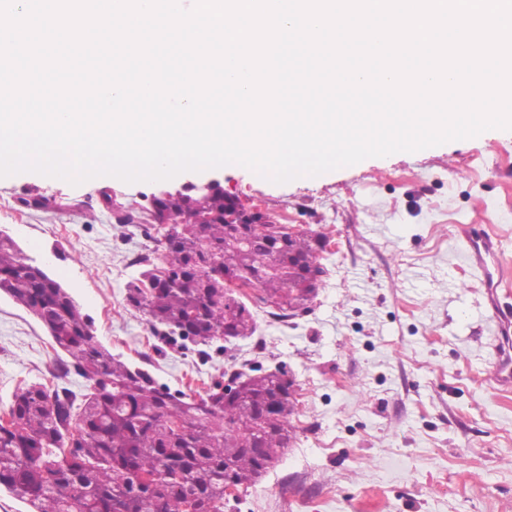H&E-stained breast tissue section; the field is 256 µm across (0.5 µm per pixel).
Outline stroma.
Instances as JSON below:
<instances>
[{"instance_id": "35a3bbf8", "label": "stroma", "mask_w": 512, "mask_h": 512, "mask_svg": "<svg viewBox=\"0 0 512 512\" xmlns=\"http://www.w3.org/2000/svg\"><path fill=\"white\" fill-rule=\"evenodd\" d=\"M321 241L327 273L309 313L264 318L253 336L210 345L156 334L126 301V255L158 250L102 203L149 206L158 182L78 185L0 178V230L71 293L99 343L170 391L203 392L224 372L283 369L296 437L224 512H512V390L493 379L496 323L461 229L499 241L501 301L512 304V131L372 157L317 180L279 184L239 166L187 171ZM44 196L49 207L23 206ZM42 325L0 295V412L32 383L78 389Z\"/></svg>"}]
</instances>
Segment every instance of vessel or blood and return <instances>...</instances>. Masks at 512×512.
<instances>
[{
	"label": "vessel or blood",
	"instance_id": "obj_1",
	"mask_svg": "<svg viewBox=\"0 0 512 512\" xmlns=\"http://www.w3.org/2000/svg\"><path fill=\"white\" fill-rule=\"evenodd\" d=\"M466 238L469 246L468 258L471 264L483 273L488 300L497 324L494 338L496 363L493 377L499 386H512V308L501 304L497 294L499 286L498 249L495 241L483 231L468 228Z\"/></svg>",
	"mask_w": 512,
	"mask_h": 512
}]
</instances>
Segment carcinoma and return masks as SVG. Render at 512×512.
I'll return each instance as SVG.
<instances>
[{
    "label": "carcinoma",
    "instance_id": "cac0c4a2",
    "mask_svg": "<svg viewBox=\"0 0 512 512\" xmlns=\"http://www.w3.org/2000/svg\"><path fill=\"white\" fill-rule=\"evenodd\" d=\"M103 202L116 223L144 225L163 248L160 262L142 259L128 304L184 340L207 344L226 325L253 335V314L225 293L226 276L248 273L283 318L305 308L320 286L305 287L300 273L322 268L313 237L280 241L266 220L225 223L226 214L245 209L237 197L186 186L139 212L107 193ZM190 216L206 222L185 223ZM290 252L300 268L273 271L288 266ZM0 292L43 325L84 380L78 393L44 383L21 389L9 405L15 426H0V489L31 512H224V484L255 483L295 435L292 383L283 373H233L227 402L220 381L197 399L171 392L92 343L70 293L3 231Z\"/></svg>",
    "mask_w": 512,
    "mask_h": 512
}]
</instances>
